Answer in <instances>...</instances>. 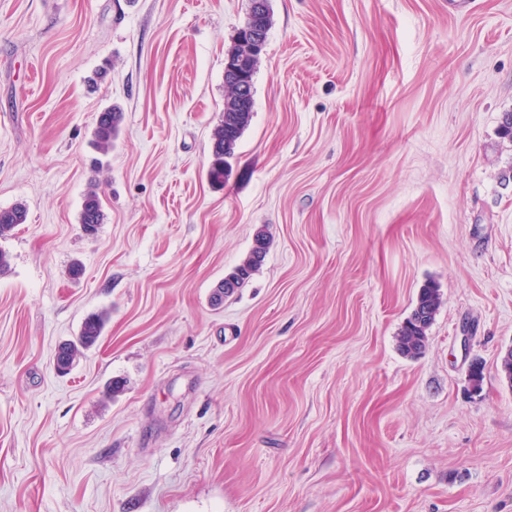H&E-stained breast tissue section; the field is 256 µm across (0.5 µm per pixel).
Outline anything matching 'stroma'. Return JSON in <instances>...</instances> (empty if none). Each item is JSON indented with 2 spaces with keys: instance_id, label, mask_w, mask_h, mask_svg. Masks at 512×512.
I'll list each match as a JSON object with an SVG mask.
<instances>
[{
  "instance_id": "obj_1",
  "label": "stroma",
  "mask_w": 512,
  "mask_h": 512,
  "mask_svg": "<svg viewBox=\"0 0 512 512\" xmlns=\"http://www.w3.org/2000/svg\"><path fill=\"white\" fill-rule=\"evenodd\" d=\"M270 4L215 187L248 0H0V209L28 210L0 238V512H512V0ZM261 229L260 271L212 306ZM239 30L233 40V45L227 51L224 62L229 56H235L241 51V31ZM263 38L264 29L253 26L251 40L247 43L243 42L244 50L241 56L238 59L228 58L224 64L225 85L239 86L242 90H245L249 82H253L260 57L264 52L267 42V40L263 42ZM261 43H263L259 50L261 55L256 60L255 69H252V75L249 80V60L255 57L258 50L257 46ZM253 96L254 82L253 94L246 100L242 112H223L220 122L213 129L211 136V161L207 170V178L214 185L224 186V182L232 174V160L235 156L237 144L252 119ZM121 121L122 112L117 106L100 113L94 130V142L101 154L112 152V146L119 137ZM98 186L99 183L96 179L91 181L83 202L80 225L85 234H91L90 230H93V234H95L99 225L104 221V213L98 197ZM440 293L433 284L420 288L413 312L405 319L397 334V347L406 357L415 358L425 348L427 331L440 307ZM107 317L104 313L92 314L85 318L78 336L62 343L58 348L55 361L63 363L60 374H67L74 365L84 358L86 353L98 342L102 336Z\"/></svg>"
}]
</instances>
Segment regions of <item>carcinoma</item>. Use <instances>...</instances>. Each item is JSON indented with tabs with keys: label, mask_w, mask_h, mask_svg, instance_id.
I'll list each match as a JSON object with an SVG mask.
<instances>
[{
	"label": "carcinoma",
	"mask_w": 512,
	"mask_h": 512,
	"mask_svg": "<svg viewBox=\"0 0 512 512\" xmlns=\"http://www.w3.org/2000/svg\"><path fill=\"white\" fill-rule=\"evenodd\" d=\"M253 97H248L240 112L222 113L220 122L213 129L211 136V161L207 170L210 183L224 185L232 174V160L239 139L252 119ZM122 112L113 106L100 113L94 130V142L97 150L107 155L112 152V146L118 139ZM97 180H92L85 195L80 225L84 233L98 230L104 221V213L98 197ZM27 221V208L23 203H17L9 208L0 209V237L5 238L21 224ZM270 247V239L262 230L257 231L251 250L244 260L231 272L237 287H242L245 281L256 274L265 259ZM440 293L432 284L423 286L418 292L413 312L405 319L397 334V347L406 357L414 358L422 353L428 336L427 331L434 321L440 307ZM107 317L104 313L92 314L85 318L78 336L62 343L58 348L55 361L63 363L61 373H68L74 365L85 357L86 353L102 336Z\"/></svg>",
	"instance_id": "cac0c4a2"
}]
</instances>
